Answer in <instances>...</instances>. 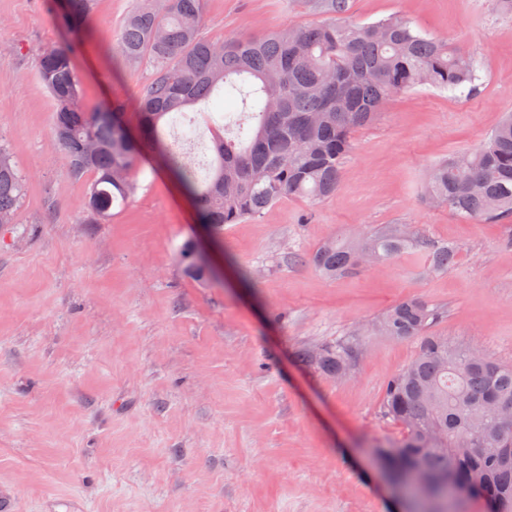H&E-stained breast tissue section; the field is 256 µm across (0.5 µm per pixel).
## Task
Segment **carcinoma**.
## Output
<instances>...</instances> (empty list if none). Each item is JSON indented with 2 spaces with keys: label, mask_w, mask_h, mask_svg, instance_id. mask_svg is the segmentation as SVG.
Returning a JSON list of instances; mask_svg holds the SVG:
<instances>
[{
  "label": "carcinoma",
  "mask_w": 512,
  "mask_h": 512,
  "mask_svg": "<svg viewBox=\"0 0 512 512\" xmlns=\"http://www.w3.org/2000/svg\"><path fill=\"white\" fill-rule=\"evenodd\" d=\"M205 0H136L123 18L115 53L129 66L146 63L152 77L134 109L115 99L83 105L74 47L51 46L37 58V74L54 102L53 135L68 174L88 185L84 219L112 216L134 191L138 158L159 157L195 200L199 219L222 230L260 214L284 198L316 201L338 187L354 132L376 122L392 97L417 87L476 90V61L462 48L389 17L370 24L343 21L346 0H319L327 18L307 27H281L222 42L201 32ZM96 0H66L70 17L90 21ZM239 102L211 132L209 161L184 147L195 133L188 111L217 94ZM26 191L0 144V224L15 223ZM424 201L478 222L512 218V113L473 150L435 163ZM453 245L434 244L400 224H386L324 243L308 262L334 279L360 268L363 257L381 266L407 253L434 271L448 268ZM187 272L204 279L207 261L189 244L179 251ZM436 311L420 298L398 302L354 335L299 352L300 362L330 378L350 376L359 345L370 335L415 339L412 360L386 382L384 414L401 424L400 439L375 447L395 472L411 477L416 512H456L455 486L494 512H512V364L476 345H456L430 333Z\"/></svg>",
  "instance_id": "carcinoma-1"
}]
</instances>
